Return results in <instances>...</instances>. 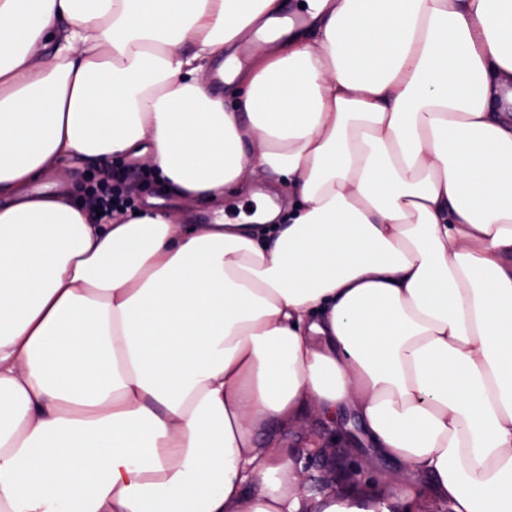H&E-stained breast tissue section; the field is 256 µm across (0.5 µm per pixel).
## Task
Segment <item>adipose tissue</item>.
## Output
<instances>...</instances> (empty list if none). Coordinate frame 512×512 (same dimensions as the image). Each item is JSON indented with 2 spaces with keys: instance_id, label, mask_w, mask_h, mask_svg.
Masks as SVG:
<instances>
[{
  "instance_id": "obj_1",
  "label": "adipose tissue",
  "mask_w": 512,
  "mask_h": 512,
  "mask_svg": "<svg viewBox=\"0 0 512 512\" xmlns=\"http://www.w3.org/2000/svg\"><path fill=\"white\" fill-rule=\"evenodd\" d=\"M302 7L0 0V512H512V0ZM119 156L211 223L33 188ZM346 410L406 478L308 501ZM338 424H332L330 421H318L315 423L308 422L306 424H298L292 428L283 429L279 426L270 428L269 437L276 439L282 448L293 453L297 461L301 460L306 470L315 476L323 475L326 461L317 456H310L307 450V442L305 441L310 433H318L327 438L328 441L335 438L338 432H342L339 421L345 425L350 423L348 430L357 434L359 423L349 416L337 417ZM303 424V425H302Z\"/></svg>"
}]
</instances>
